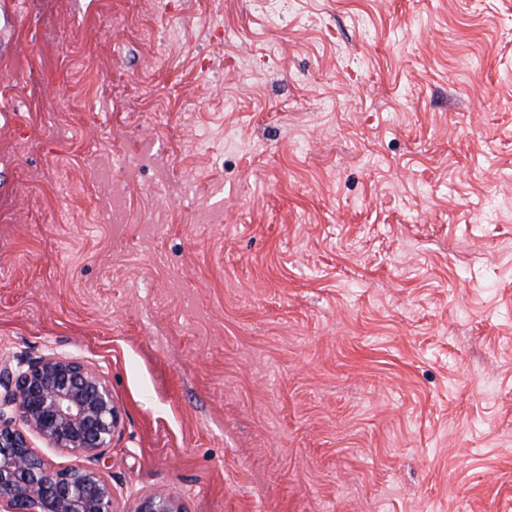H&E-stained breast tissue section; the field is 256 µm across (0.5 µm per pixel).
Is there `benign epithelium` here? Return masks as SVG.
I'll return each instance as SVG.
<instances>
[{"instance_id":"obj_1","label":"benign epithelium","mask_w":512,"mask_h":512,"mask_svg":"<svg viewBox=\"0 0 512 512\" xmlns=\"http://www.w3.org/2000/svg\"><path fill=\"white\" fill-rule=\"evenodd\" d=\"M103 373L76 359L47 354L20 368L0 364V512H118L99 462L118 427ZM88 461L58 468L30 444ZM135 512H181L163 496L139 499Z\"/></svg>"}]
</instances>
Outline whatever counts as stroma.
Returning a JSON list of instances; mask_svg holds the SVG:
<instances>
[{"instance_id": "1", "label": "stroma", "mask_w": 512, "mask_h": 512, "mask_svg": "<svg viewBox=\"0 0 512 512\" xmlns=\"http://www.w3.org/2000/svg\"><path fill=\"white\" fill-rule=\"evenodd\" d=\"M263 11L0 0V361L120 512H512V0Z\"/></svg>"}]
</instances>
